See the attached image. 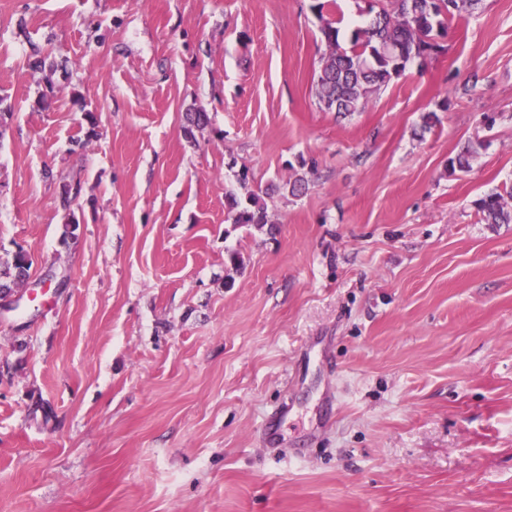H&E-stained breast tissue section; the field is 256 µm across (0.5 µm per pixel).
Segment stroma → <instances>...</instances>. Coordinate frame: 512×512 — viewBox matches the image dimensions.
Wrapping results in <instances>:
<instances>
[{
	"label": "stroma",
	"mask_w": 512,
	"mask_h": 512,
	"mask_svg": "<svg viewBox=\"0 0 512 512\" xmlns=\"http://www.w3.org/2000/svg\"><path fill=\"white\" fill-rule=\"evenodd\" d=\"M315 2L0 0V512H512V0L345 115ZM482 147L481 142L468 140L465 142L453 157L448 160V170L455 174L468 173L472 168V161L478 153V149ZM280 189L281 186L275 183H270L264 188L257 186L256 190L248 194L244 204L235 197H230L229 218L231 223L236 226L270 224L265 198H271ZM477 212L486 224H511L512 204L499 193H489L475 201ZM26 252L19 250L15 252L11 261L0 262V285L1 287H18L24 283L29 276V271L33 264L31 256L26 258ZM3 265L5 266L2 269ZM0 287V313L8 311L16 305L21 298L16 291L17 288H1Z\"/></svg>",
	"instance_id": "35a3bbf8"
}]
</instances>
